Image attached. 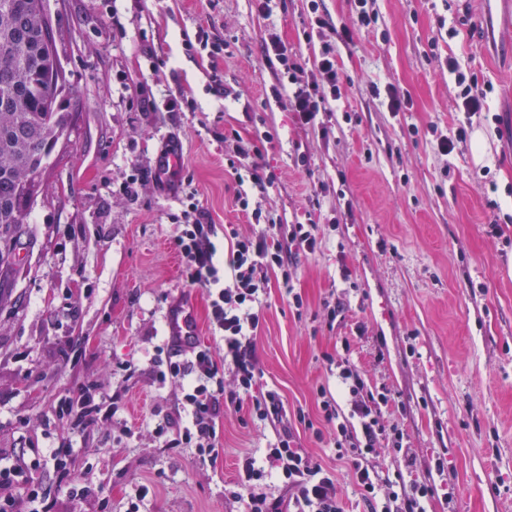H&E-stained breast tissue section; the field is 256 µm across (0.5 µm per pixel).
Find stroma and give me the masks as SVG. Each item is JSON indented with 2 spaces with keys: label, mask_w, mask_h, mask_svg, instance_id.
<instances>
[{
  "label": "stroma",
  "mask_w": 512,
  "mask_h": 512,
  "mask_svg": "<svg viewBox=\"0 0 512 512\" xmlns=\"http://www.w3.org/2000/svg\"><path fill=\"white\" fill-rule=\"evenodd\" d=\"M44 3L73 122L0 276V456L21 459L17 495L38 484L53 512H242L230 493L241 456L263 458L286 427L335 476L345 512H366L349 465L315 436L319 389L351 414L328 363L344 353L388 394L385 424L403 435L402 453L385 437L370 454L380 478L409 470L433 489L426 512H512V220L490 232L494 216L512 217V59L472 38L480 0H368L375 20L349 40L356 0H319L315 12L310 0L267 11L261 0ZM316 14L325 28L312 27ZM273 36L306 78H319L326 44L348 76L314 124L297 121L263 59ZM451 55L492 84L489 118L459 112ZM388 84L410 109L387 111L372 88ZM466 122L485 134L482 152L469 137L441 155L437 139ZM262 136L265 186L249 195L275 221L315 225L321 246L269 272L260 296L257 384L279 393L283 427L226 411L208 462L171 447L189 419L179 383L156 379L178 298L193 301L201 344L221 343L174 241L193 203L217 231H257L232 163L237 139ZM169 144L181 163L166 184L154 168ZM81 387L112 401V421L76 435L56 408ZM62 444L71 486L46 459Z\"/></svg>",
  "instance_id": "1"
}]
</instances>
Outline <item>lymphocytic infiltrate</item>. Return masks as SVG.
Masks as SVG:
<instances>
[{"instance_id":"1","label":"lymphocytic infiltrate","mask_w":512,"mask_h":512,"mask_svg":"<svg viewBox=\"0 0 512 512\" xmlns=\"http://www.w3.org/2000/svg\"><path fill=\"white\" fill-rule=\"evenodd\" d=\"M263 53L268 64L282 66L286 75L284 89L302 124H312L319 113L332 111L340 98L339 85L346 78L332 46H324L317 61L323 77L319 84L303 78L302 66L279 39L266 42ZM446 65L459 87V110L470 117L484 112L489 85L479 83L477 77H466L456 59H447ZM216 235L214 225L196 218L185 224L175 245L190 284L208 292L209 318L215 331L222 335L224 350H193L187 359L168 360L166 369L156 373L161 381H181L183 410L192 423L182 439L211 461L219 455L217 421L221 406L248 410L272 425L282 422L283 404L278 393L254 389L258 367L254 333L261 320L255 306L267 284L269 270H287L299 254L315 253L319 245L309 224L270 223L250 237L230 233L231 244L224 253L214 242ZM336 368L359 422L354 427L340 422L333 398L323 397L320 405L325 422L335 428L330 443L337 457L350 464L353 482L369 512H424L423 502L431 495V488L414 486L412 495L404 498L392 488L381 491L379 479L368 464L369 454L385 431L380 408L388 404L387 395L367 392L364 371L348 358L337 359ZM228 373L236 382L231 389L224 384ZM18 471L17 465L0 464V512H50L39 488L30 489L23 498L11 494ZM271 477L283 483L287 497L268 492L267 480ZM233 495L244 502V512H344L332 473L299 448L287 430L279 433L266 450L264 461L253 457L242 460Z\"/></svg>"}]
</instances>
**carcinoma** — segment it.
Listing matches in <instances>:
<instances>
[{"label": "carcinoma", "mask_w": 512, "mask_h": 512, "mask_svg": "<svg viewBox=\"0 0 512 512\" xmlns=\"http://www.w3.org/2000/svg\"><path fill=\"white\" fill-rule=\"evenodd\" d=\"M43 0H0V270L12 265L17 233L53 147L72 123L51 89L55 56L43 52Z\"/></svg>", "instance_id": "obj_1"}]
</instances>
